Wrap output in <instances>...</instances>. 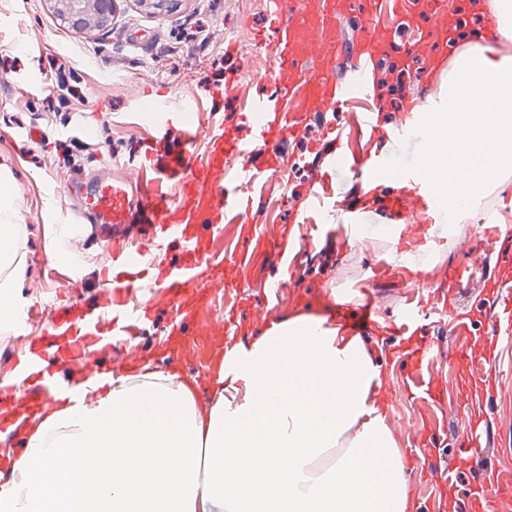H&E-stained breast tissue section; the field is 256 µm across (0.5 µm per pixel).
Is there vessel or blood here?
<instances>
[{
	"label": "vessel or blood",
	"instance_id": "vessel-or-blood-1",
	"mask_svg": "<svg viewBox=\"0 0 512 512\" xmlns=\"http://www.w3.org/2000/svg\"><path fill=\"white\" fill-rule=\"evenodd\" d=\"M266 30L257 34L259 45L273 60L271 76L262 97L249 98L250 108L241 116L244 132L227 137L224 130H203L184 108L157 113L155 128L180 125L184 134L181 152L164 156L161 141L151 138L144 158L125 166L120 178L96 179L72 184L67 174H58L63 188L73 189L78 197L77 211L89 215L92 223L111 229L112 268L95 299L77 317L70 308L52 309L47 323L33 337L24 358H13L8 368L17 378L9 390L12 400L24 412L8 423H0V439L24 435L36 413L61 396H77L85 405L95 400L93 387L105 376L91 358L90 350L102 341H114L113 370H121L139 357L138 338L152 320L158 300H166L180 311V318L168 335L169 352L183 358L195 352L198 360L213 364L223 360L234 334L236 314L226 312L213 318L209 303L215 290L210 286L214 267L236 265V258H223L213 243L224 232V215L258 213L260 202L250 189L258 176L279 180L294 167H302L312 187L325 195L333 193L336 160L324 156L295 157L290 143L300 140L308 122L329 112L361 93L365 87V65H380L383 50L377 42L380 23L367 12V0H266ZM365 15L367 21L358 39H349L341 24L342 10ZM207 132L210 152L197 161L193 144L200 132ZM434 143H426L416 164L402 167L400 187L393 194L391 210L404 214L429 210L433 204L438 168L429 166L435 154ZM141 224L136 251H127L123 227ZM178 245L177 261H162L161 253ZM456 247L471 258L468 265L449 271L436 290L448 325L453 333L470 336L481 332L491 339L512 335V290L506 288L502 274L512 269V238L503 236L494 217L468 237L458 239ZM483 270L485 292L480 299L479 316L460 309L459 300L468 292L473 269ZM144 292L145 301L128 307L126 295ZM325 307L335 316L334 323L345 329L371 326L364 310L339 304L325 297ZM416 319L401 318L388 326L386 335L398 338L400 345L417 366L427 365L430 348L421 346ZM451 361L464 368L475 380L493 373L490 357L477 356L466 348H453ZM79 360L83 383H69L56 375L52 362ZM483 400L471 402L475 414L462 436L453 442L456 455L484 459L478 470L477 495L482 512H501L504 500L512 498V472L493 463L503 445L491 423L477 416Z\"/></svg>",
	"mask_w": 512,
	"mask_h": 512
}]
</instances>
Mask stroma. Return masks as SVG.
<instances>
[{"instance_id": "35a3bbf8", "label": "stroma", "mask_w": 512, "mask_h": 512, "mask_svg": "<svg viewBox=\"0 0 512 512\" xmlns=\"http://www.w3.org/2000/svg\"><path fill=\"white\" fill-rule=\"evenodd\" d=\"M264 10L265 0H180L172 10L148 15L138 10L135 0H117L111 26L86 34L61 26L41 0H0V181L15 189L11 221L27 240L22 258L25 277L16 294L28 318L19 330L0 327V359L15 350L20 331H31L34 321L45 318L72 274L84 281L83 288L70 293L78 302L92 298L94 286L102 280L107 253L99 241L86 242L74 267L49 255L55 227L71 219L56 174L65 170L89 181L111 172L113 164L136 158L143 140L153 132L147 115L162 92L172 105L204 119L223 118L226 132H239L237 116L248 104L225 99L222 88L229 80L242 79L253 92L265 90L272 58L253 37ZM194 27L201 28V36L191 35ZM388 65L393 75L405 77L403 96L382 93L380 82H372L358 101L336 112L333 132L314 129L292 145V152L306 155L314 143L328 151L338 142L351 155L395 152L400 160H417L420 136L410 137L398 149L392 130L409 120L405 104L418 98L427 71H435L434 95L443 98L448 68L433 67L427 55L395 58ZM62 78L77 84L80 93L63 109L57 102ZM373 111L379 114L382 131L355 126L354 115ZM306 178L303 170L295 169L280 182H256V191L265 198L262 223L275 225L301 254L274 264L254 252L251 264L235 269L244 290L267 295L277 322L323 313L326 295L361 305L366 294H374V319L382 327L418 313L422 338L432 349L429 373L446 383L447 405L437 407L414 398L397 406L382 405V413L414 427L430 424L451 437L463 433L467 421L458 417L457 409L473 399L474 390L464 372L448 365V348L458 339L448 332L444 314L431 302L434 279L467 264L454 242L473 233L471 218L491 213L503 230L512 231V205L503 198L505 192H512V170L488 186L459 223L422 225L402 215L383 222L379 204L367 206L356 199L321 216L331 238L310 240L304 237L305 226L296 224L294 209L307 189ZM403 249L417 256V266L430 275V282L415 288L405 279L378 276V264L392 262ZM36 281L45 288L35 296L29 286ZM422 303L427 306L423 312L418 309ZM362 340L381 359L393 387L410 384L415 366L400 353L396 339L366 334ZM430 463L450 467L454 490L437 492L423 475L409 472L410 512H480L477 460L453 458L440 449Z\"/></svg>"}]
</instances>
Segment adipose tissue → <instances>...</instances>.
Returning a JSON list of instances; mask_svg holds the SVG:
<instances>
[{"instance_id": "1", "label": "adipose tissue", "mask_w": 512, "mask_h": 512, "mask_svg": "<svg viewBox=\"0 0 512 512\" xmlns=\"http://www.w3.org/2000/svg\"><path fill=\"white\" fill-rule=\"evenodd\" d=\"M482 99L480 111L463 109ZM449 149L440 197L449 223L512 168L487 138L512 132V60L469 41L448 75V109L432 116ZM24 239L0 224V313L19 324L14 290ZM381 368L359 337L324 315L271 324L218 363L208 410L199 383L144 365L99 393L37 416L10 458L0 512H409V487L375 398ZM72 450L71 465L55 460Z\"/></svg>"}]
</instances>
